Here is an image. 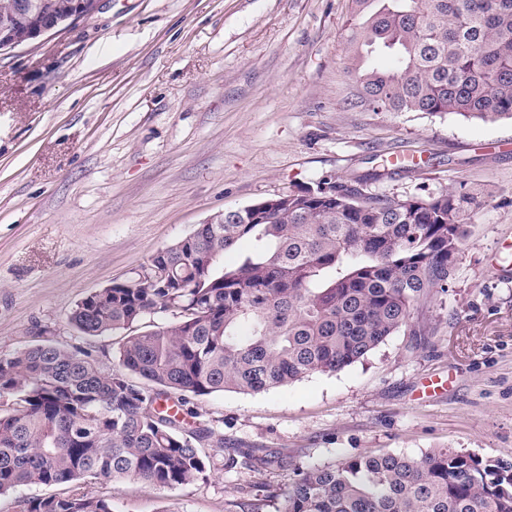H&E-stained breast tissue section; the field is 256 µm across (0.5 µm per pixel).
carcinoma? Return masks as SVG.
Returning <instances> with one entry per match:
<instances>
[{"label":"carcinoma","mask_w":512,"mask_h":512,"mask_svg":"<svg viewBox=\"0 0 512 512\" xmlns=\"http://www.w3.org/2000/svg\"><path fill=\"white\" fill-rule=\"evenodd\" d=\"M0 0V32L24 38L71 0H34L26 15ZM349 51H391L393 70L355 67L374 112L512 120V0H353ZM324 177L288 191V207L242 209L156 250L122 282L71 312L86 336L122 334L117 364L51 342L0 355V494L21 512H114L92 489L137 481L186 487L209 478L200 450L214 430L183 429L190 398L258 394L365 359L446 291L482 205L464 186L394 197ZM248 238L232 266L224 253ZM159 314L173 321L147 323ZM512 512V463L452 448L300 465L286 494L244 512ZM54 487H21L0 495V512H20V500L35 495L59 492Z\"/></svg>","instance_id":"1"}]
</instances>
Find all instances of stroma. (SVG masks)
Masks as SVG:
<instances>
[{
	"mask_svg": "<svg viewBox=\"0 0 512 512\" xmlns=\"http://www.w3.org/2000/svg\"><path fill=\"white\" fill-rule=\"evenodd\" d=\"M351 0H101L0 52V355L49 340L113 363L69 322L90 294L216 213L325 176L389 195L463 184L471 219L447 291L365 360L259 394L192 399L208 483L95 484L117 512H232L295 464L453 448L512 462V121L375 112L347 73ZM411 174L372 181L381 164ZM447 380L421 399L423 379ZM252 448L268 465L225 469ZM99 2V0H77L75 3V10L70 16L55 18L52 21L42 25V27H40L32 34L30 40L27 43L35 41L51 32H56L65 25L94 14L99 9Z\"/></svg>",
	"mask_w": 512,
	"mask_h": 512,
	"instance_id": "obj_1",
	"label": "stroma"
}]
</instances>
